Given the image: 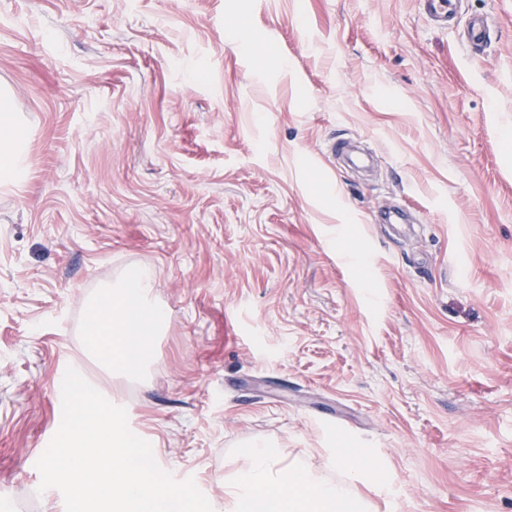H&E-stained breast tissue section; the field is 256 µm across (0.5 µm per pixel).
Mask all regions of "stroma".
Returning a JSON list of instances; mask_svg holds the SVG:
<instances>
[{
    "instance_id": "stroma-1",
    "label": "stroma",
    "mask_w": 512,
    "mask_h": 512,
    "mask_svg": "<svg viewBox=\"0 0 512 512\" xmlns=\"http://www.w3.org/2000/svg\"><path fill=\"white\" fill-rule=\"evenodd\" d=\"M0 87L27 138L0 185V501L64 512L36 462L71 363L211 505L245 442L337 477L329 421L398 490L357 483L372 512H512V0L447 29L422 0H0ZM136 265L170 321L124 378L83 301ZM491 23L484 14L474 15L466 32L465 46L472 52L483 50L491 41Z\"/></svg>"
}]
</instances>
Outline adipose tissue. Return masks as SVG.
<instances>
[{"label":"adipose tissue","mask_w":512,"mask_h":512,"mask_svg":"<svg viewBox=\"0 0 512 512\" xmlns=\"http://www.w3.org/2000/svg\"><path fill=\"white\" fill-rule=\"evenodd\" d=\"M25 169V139L8 95H0V181L18 178ZM157 280L147 266L133 268L108 282L85 301L84 338L88 352L114 374L132 373L151 353L154 336L169 313L157 302Z\"/></svg>","instance_id":"1"}]
</instances>
